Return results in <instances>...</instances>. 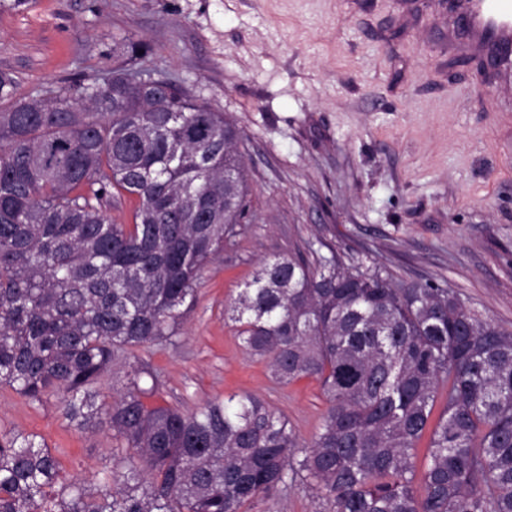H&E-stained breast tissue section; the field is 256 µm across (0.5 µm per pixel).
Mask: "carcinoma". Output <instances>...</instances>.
Instances as JSON below:
<instances>
[{
    "mask_svg": "<svg viewBox=\"0 0 512 512\" xmlns=\"http://www.w3.org/2000/svg\"><path fill=\"white\" fill-rule=\"evenodd\" d=\"M141 49L123 37L113 55ZM129 74L21 96L0 71V386L32 403L63 392L86 430L103 410L93 386L123 357L124 390L103 411L132 451L122 477L92 487L62 480L35 437H1L0 512H242L297 482L330 512H512V330L453 288L319 254L261 263L227 312L276 381L320 382L309 444L252 394L187 413L145 403L158 379L136 351L177 343L249 200L224 114ZM125 196L133 222L115 224L107 210Z\"/></svg>",
    "mask_w": 512,
    "mask_h": 512,
    "instance_id": "1",
    "label": "carcinoma"
}]
</instances>
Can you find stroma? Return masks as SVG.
I'll list each match as a JSON object with an SVG mask.
<instances>
[{"mask_svg":"<svg viewBox=\"0 0 512 512\" xmlns=\"http://www.w3.org/2000/svg\"><path fill=\"white\" fill-rule=\"evenodd\" d=\"M399 0H29L0 11V70L25 92L64 78L104 79L115 39L147 43L131 63L222 112L243 135L250 214L205 268L177 344L140 352L158 375L149 402L184 411L253 394L300 442L319 431L320 383L284 385L244 351L224 307L260 262L311 244L347 267L401 284L458 290L512 329V94L460 64ZM35 436L64 479L122 475L127 449L103 426L80 431L55 395L32 403L0 388V435ZM243 512H328L301 483Z\"/></svg>","mask_w":512,"mask_h":512,"instance_id":"35a3bbf8","label":"stroma"}]
</instances>
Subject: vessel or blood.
<instances>
[{
  "mask_svg": "<svg viewBox=\"0 0 512 512\" xmlns=\"http://www.w3.org/2000/svg\"><path fill=\"white\" fill-rule=\"evenodd\" d=\"M448 52L479 60L501 87L512 88V0H448Z\"/></svg>",
  "mask_w": 512,
  "mask_h": 512,
  "instance_id": "1",
  "label": "vessel or blood"
}]
</instances>
